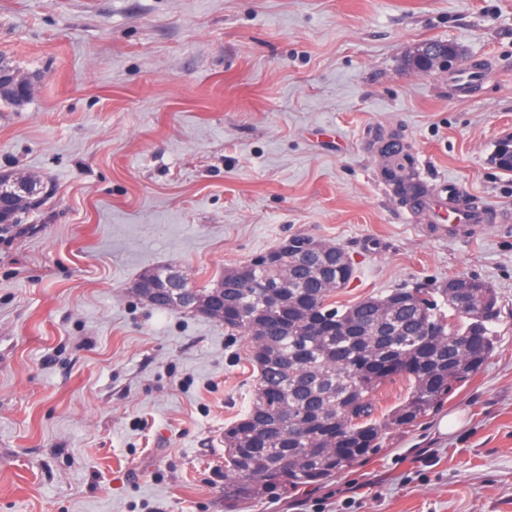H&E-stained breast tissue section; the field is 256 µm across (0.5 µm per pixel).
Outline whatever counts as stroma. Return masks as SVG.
<instances>
[{
	"label": "stroma",
	"mask_w": 512,
	"mask_h": 512,
	"mask_svg": "<svg viewBox=\"0 0 512 512\" xmlns=\"http://www.w3.org/2000/svg\"><path fill=\"white\" fill-rule=\"evenodd\" d=\"M442 41L480 66L411 69ZM0 171L55 190L0 240V512H512V223L436 238L393 185L460 184L512 212V0H0ZM306 233L343 246L340 305L454 275L500 311L483 367L317 487L224 500L246 337L134 291L192 285ZM456 425L441 433L445 416ZM33 82L30 77L21 76L11 67L0 60V92L8 91L20 98L27 97L32 89ZM0 95V102L4 105H14L23 102L16 96Z\"/></svg>",
	"instance_id": "1"
}]
</instances>
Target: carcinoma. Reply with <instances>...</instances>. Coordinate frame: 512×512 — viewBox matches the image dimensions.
Masks as SVG:
<instances>
[{
  "label": "carcinoma",
  "mask_w": 512,
  "mask_h": 512,
  "mask_svg": "<svg viewBox=\"0 0 512 512\" xmlns=\"http://www.w3.org/2000/svg\"><path fill=\"white\" fill-rule=\"evenodd\" d=\"M497 147L494 164L512 172V138ZM353 274V265L325 266L319 255L286 259L281 270L252 258L224 289V311L213 318L249 338L258 371L248 412L224 429L225 499L319 484L359 463L387 430L417 423L493 353L497 299L484 282L460 276L466 309L445 280L340 308L333 296ZM397 379L408 381L407 397L374 417L373 393Z\"/></svg>",
  "instance_id": "obj_1"
}]
</instances>
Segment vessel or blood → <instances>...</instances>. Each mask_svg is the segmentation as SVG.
<instances>
[{"mask_svg":"<svg viewBox=\"0 0 512 512\" xmlns=\"http://www.w3.org/2000/svg\"><path fill=\"white\" fill-rule=\"evenodd\" d=\"M408 194L413 211L427 217L439 233H453L468 225L508 219L507 213L467 202L463 190L446 181L432 185L414 181Z\"/></svg>","mask_w":512,"mask_h":512,"instance_id":"b4317fda","label":"vessel or blood"}]
</instances>
